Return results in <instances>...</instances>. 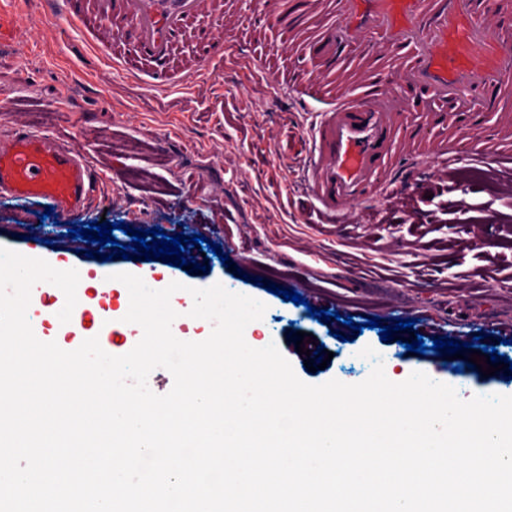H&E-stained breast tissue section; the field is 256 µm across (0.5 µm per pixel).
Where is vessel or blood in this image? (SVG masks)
I'll list each match as a JSON object with an SVG mask.
<instances>
[{
	"label": "vessel or blood",
	"mask_w": 512,
	"mask_h": 512,
	"mask_svg": "<svg viewBox=\"0 0 512 512\" xmlns=\"http://www.w3.org/2000/svg\"><path fill=\"white\" fill-rule=\"evenodd\" d=\"M24 0H0V48L17 39ZM64 24L84 33L101 75L123 69L114 48L129 42L154 87L175 84L187 59L205 66L223 55L236 23L230 0H39ZM319 0H261L258 28L316 29L305 52L310 68L286 76L294 115L312 116L308 189L327 215L346 220L355 202L402 190L416 179L423 159L442 156L438 175L449 178L458 144L449 126H471V153L484 167L512 164V117L500 115L499 95L512 84V28L491 23L468 0H340L339 21L325 22ZM370 55L400 59L402 81L425 90L426 105L411 112L370 68L330 88L329 79L361 47ZM328 92L329 108L310 113L309 100ZM99 189L92 165L79 152L61 150L54 137L16 126L0 140V196L29 204L50 202L62 212L82 210Z\"/></svg>",
	"instance_id": "vessel-or-blood-1"
}]
</instances>
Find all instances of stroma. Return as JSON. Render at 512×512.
<instances>
[{
	"label": "stroma",
	"instance_id": "obj_1",
	"mask_svg": "<svg viewBox=\"0 0 512 512\" xmlns=\"http://www.w3.org/2000/svg\"><path fill=\"white\" fill-rule=\"evenodd\" d=\"M287 97L262 70L247 71L229 57L169 90L123 72L97 77L84 40L31 0L18 43L0 50V137L19 124L77 145L102 186L75 214L0 200V246L92 276L146 267L164 287L219 283L253 297L267 310L246 340L261 348L276 343L310 385L363 382L374 366L360 355L369 346L383 363L400 362L471 394L512 396L505 371L458 373L432 349L446 336L464 342L463 356L488 345L512 358V182L484 178L465 153L456 160L458 181L440 180L442 162L433 158L414 194L357 203L350 222H328L306 189L309 124L288 120ZM103 220L204 235L182 252L206 270L137 253L88 258L98 243L68 231ZM124 230L115 228L113 237L131 243ZM211 241L228 262L208 252ZM273 285L301 294L303 304L270 293ZM312 306L340 317L318 321L308 314ZM346 316L352 324H343ZM373 317L381 325L411 318L415 326L384 341L368 326ZM300 331L332 352L325 369L306 368L295 345ZM415 332L426 351L412 356L405 344Z\"/></svg>",
	"mask_w": 512,
	"mask_h": 512
}]
</instances>
